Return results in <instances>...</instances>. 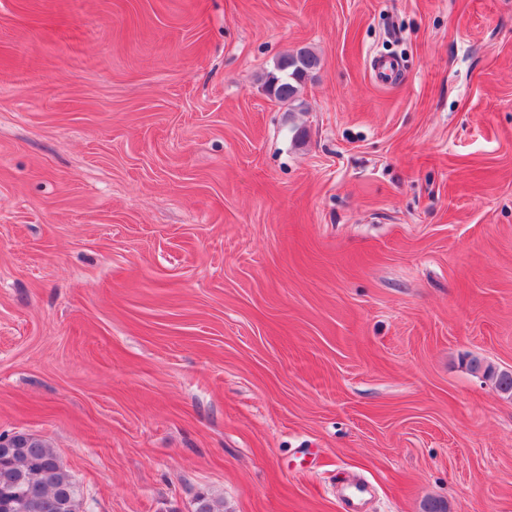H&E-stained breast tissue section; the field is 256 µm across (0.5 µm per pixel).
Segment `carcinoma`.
Returning <instances> with one entry per match:
<instances>
[{
    "label": "carcinoma",
    "mask_w": 512,
    "mask_h": 512,
    "mask_svg": "<svg viewBox=\"0 0 512 512\" xmlns=\"http://www.w3.org/2000/svg\"><path fill=\"white\" fill-rule=\"evenodd\" d=\"M319 56L308 47L284 55L276 72L268 75L266 88L275 100L295 106L307 75L319 68ZM468 370L492 382L501 394L512 397V371L500 369L483 358L466 360ZM16 444L7 456L0 454V512H82L78 487L54 448L28 435L11 436Z\"/></svg>",
    "instance_id": "carcinoma-1"
}]
</instances>
